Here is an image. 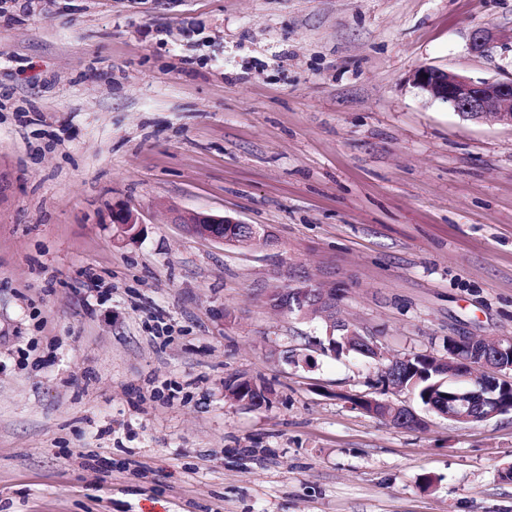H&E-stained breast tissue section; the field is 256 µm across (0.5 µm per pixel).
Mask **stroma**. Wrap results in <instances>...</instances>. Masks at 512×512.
I'll return each instance as SVG.
<instances>
[{
    "label": "stroma",
    "instance_id": "stroma-1",
    "mask_svg": "<svg viewBox=\"0 0 512 512\" xmlns=\"http://www.w3.org/2000/svg\"><path fill=\"white\" fill-rule=\"evenodd\" d=\"M422 65L511 77L512 0H0V512H512V413L350 403L413 405L382 362L512 336V127ZM303 281L379 360L273 309ZM112 222L118 224L126 236L130 239H136L142 233V224L137 215L125 207H117L112 210ZM176 224H185L194 234L210 239L214 242L237 245L228 236H224V224H246L245 222L229 217L210 214L203 211L176 210L172 216ZM285 286H289V288H287L288 290L284 291L283 293H279V292L283 291V288L273 289L271 295H273V294H275V295L271 296V300L276 305H278L281 309H284V312H286L287 314L305 313V312H302L301 309H299L296 306V303H295L296 297H295V294L291 291L292 289L296 288L297 286L294 287L290 284L289 285L286 284ZM297 288H302V289H300V291L302 293V304L304 305L303 306L304 311L306 310L305 304H307V303L309 304V303L313 302V299L315 302H317L318 305L327 304V305L335 306V308H336V302L339 299L340 293L335 288H320V290L318 292L309 293V297L312 299V301H308L306 299V295L308 294V289H310V287L301 286V287H297ZM276 293H279V294H276ZM224 390L234 394L235 391L243 392L244 396H249L254 405V409L267 406L273 394L271 388L263 381H258L244 375H236L228 378L224 382Z\"/></svg>",
    "mask_w": 512,
    "mask_h": 512
}]
</instances>
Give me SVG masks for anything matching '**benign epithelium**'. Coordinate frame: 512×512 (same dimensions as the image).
<instances>
[{
	"mask_svg": "<svg viewBox=\"0 0 512 512\" xmlns=\"http://www.w3.org/2000/svg\"><path fill=\"white\" fill-rule=\"evenodd\" d=\"M409 82L425 97L440 101L456 112L474 119L491 115L495 121L512 126V78L474 80L447 69L424 65L410 73ZM173 220L177 224L186 225L200 237L232 245L235 241L224 236V225L241 223V220L233 217L194 210H176L173 212ZM112 222L119 225L130 239L142 233L137 215L128 208L117 207L112 210ZM301 293L304 295V305L312 298L319 305L334 306L340 296L334 288H322L310 293L304 287ZM450 341L448 360L456 367L451 379L464 381L466 385L455 393L443 417L471 424L504 414L500 404L486 402V381L494 378L512 387V372L497 364L502 355L512 354V336L498 338L493 351L478 344L474 336H452Z\"/></svg>",
	"mask_w": 512,
	"mask_h": 512,
	"instance_id": "obj_1",
	"label": "benign epithelium"
}]
</instances>
